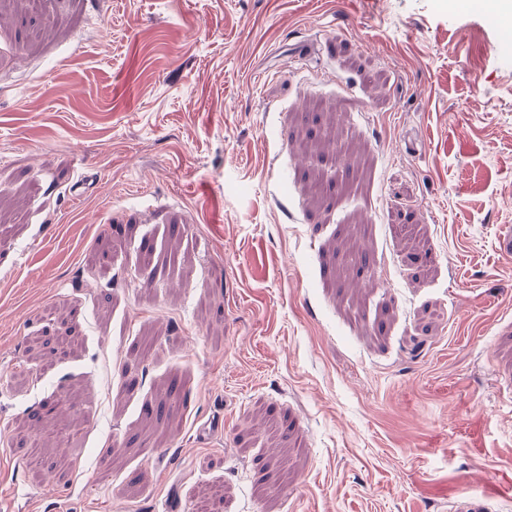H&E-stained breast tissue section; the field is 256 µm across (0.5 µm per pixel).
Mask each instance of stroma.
<instances>
[{"instance_id":"35a3bbf8","label":"stroma","mask_w":512,"mask_h":512,"mask_svg":"<svg viewBox=\"0 0 512 512\" xmlns=\"http://www.w3.org/2000/svg\"><path fill=\"white\" fill-rule=\"evenodd\" d=\"M506 225L494 0H0V512H512Z\"/></svg>"}]
</instances>
